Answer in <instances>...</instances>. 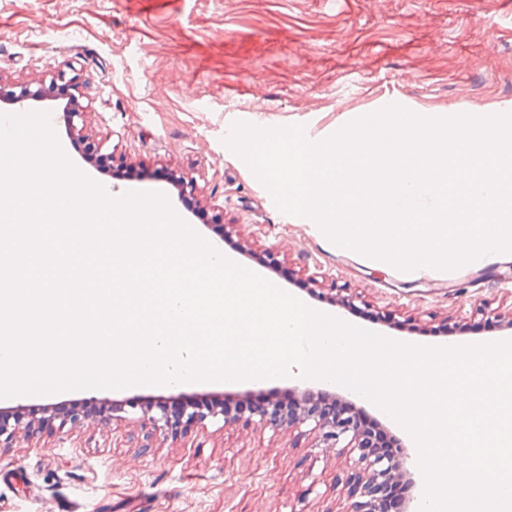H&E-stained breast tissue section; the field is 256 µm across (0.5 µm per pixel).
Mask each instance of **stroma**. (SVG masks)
<instances>
[{
    "label": "stroma",
    "instance_id": "35a3bbf8",
    "mask_svg": "<svg viewBox=\"0 0 512 512\" xmlns=\"http://www.w3.org/2000/svg\"><path fill=\"white\" fill-rule=\"evenodd\" d=\"M73 65L83 134L113 159L68 160L110 196L165 194L174 213L235 264L312 310L416 346L512 341V260L394 273L339 251L281 212L225 143L232 126L316 127L328 139L397 99L437 118L512 106V0H0V82L38 88ZM193 173L192 204L175 180ZM359 293L357 311L342 291ZM288 375L65 390L0 398V409L67 401L0 447V512H346L347 454L291 430L209 419L178 432L139 423L130 398L235 401L319 391Z\"/></svg>",
    "mask_w": 512,
    "mask_h": 512
}]
</instances>
